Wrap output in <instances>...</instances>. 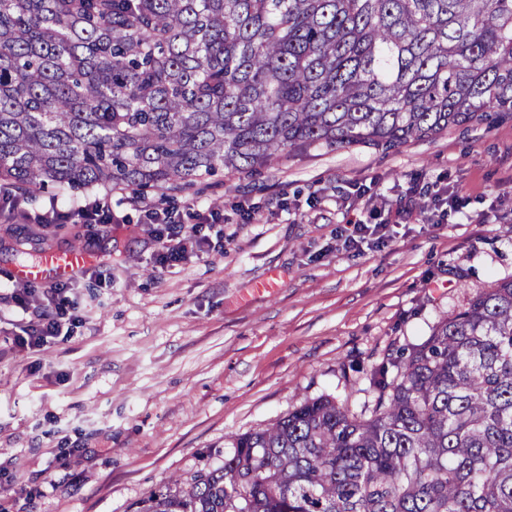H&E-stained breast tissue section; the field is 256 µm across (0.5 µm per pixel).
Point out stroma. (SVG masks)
Returning a JSON list of instances; mask_svg holds the SVG:
<instances>
[{"label": "stroma", "instance_id": "obj_1", "mask_svg": "<svg viewBox=\"0 0 512 512\" xmlns=\"http://www.w3.org/2000/svg\"><path fill=\"white\" fill-rule=\"evenodd\" d=\"M413 179L462 209L396 224L378 249L337 250V227L367 217L359 187L393 201ZM101 198L112 223L34 219ZM148 208L209 225L211 246L160 267ZM26 209L0 218V512H137L305 400L373 405V367L512 277V117L388 151L313 149L180 193L50 189ZM75 245L91 256L77 322L18 346L37 315L16 308L11 266Z\"/></svg>", "mask_w": 512, "mask_h": 512}]
</instances>
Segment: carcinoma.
<instances>
[{"label": "carcinoma", "instance_id": "obj_1", "mask_svg": "<svg viewBox=\"0 0 512 512\" xmlns=\"http://www.w3.org/2000/svg\"><path fill=\"white\" fill-rule=\"evenodd\" d=\"M512 112V0H0V191H181ZM145 512H512V278Z\"/></svg>", "mask_w": 512, "mask_h": 512}]
</instances>
